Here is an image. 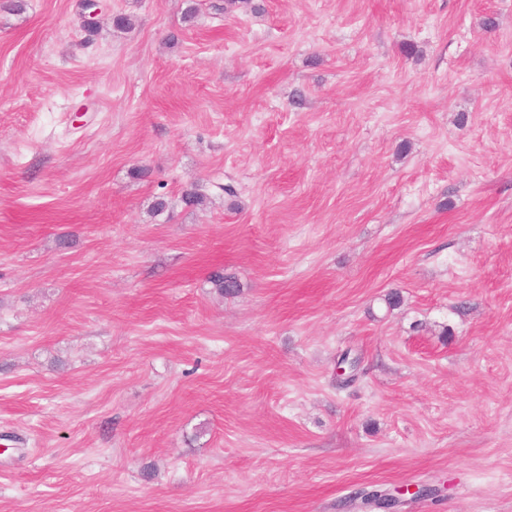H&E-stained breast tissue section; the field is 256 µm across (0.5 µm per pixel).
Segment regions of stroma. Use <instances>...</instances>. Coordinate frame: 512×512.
Returning a JSON list of instances; mask_svg holds the SVG:
<instances>
[{
	"label": "stroma",
	"mask_w": 512,
	"mask_h": 512,
	"mask_svg": "<svg viewBox=\"0 0 512 512\" xmlns=\"http://www.w3.org/2000/svg\"><path fill=\"white\" fill-rule=\"evenodd\" d=\"M13 3L0 512H512V0Z\"/></svg>",
	"instance_id": "1"
}]
</instances>
